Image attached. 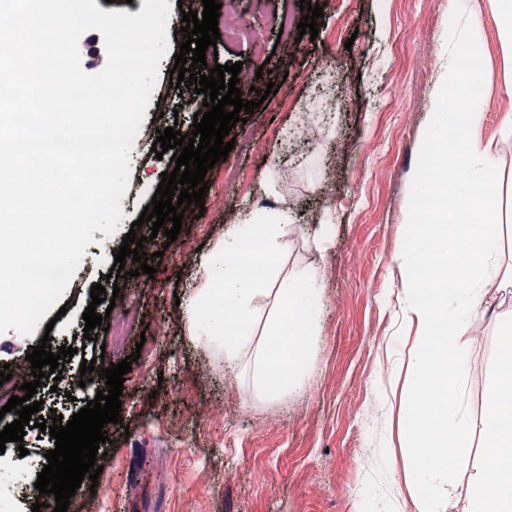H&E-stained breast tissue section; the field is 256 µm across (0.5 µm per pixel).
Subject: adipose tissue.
<instances>
[{
    "label": "adipose tissue",
    "instance_id": "adipose-tissue-1",
    "mask_svg": "<svg viewBox=\"0 0 512 512\" xmlns=\"http://www.w3.org/2000/svg\"><path fill=\"white\" fill-rule=\"evenodd\" d=\"M294 216L287 204L242 211L237 224L226 229L197 263L198 286L188 293L183 317L190 338L208 335L224 349L225 369H234L241 353L252 351V324L260 297H273L276 314L267 323L268 349L253 351L255 383L270 395L299 388L314 338L321 303L318 272L308 266L288 275L278 273L280 238ZM260 240V274L244 268V249ZM223 267V302L211 290L212 272Z\"/></svg>",
    "mask_w": 512,
    "mask_h": 512
}]
</instances>
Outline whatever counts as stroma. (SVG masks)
I'll return each instance as SVG.
<instances>
[{"label":"stroma","instance_id":"1","mask_svg":"<svg viewBox=\"0 0 512 512\" xmlns=\"http://www.w3.org/2000/svg\"><path fill=\"white\" fill-rule=\"evenodd\" d=\"M169 49L135 139L124 214L113 235L94 232L63 294L67 312L53 329L37 325L21 338L23 350L0 356L10 373L27 349L49 338L58 348L75 335L92 285L119 287L116 307H135L127 336L97 331L87 357L137 362L125 376L120 423L105 424L110 438L97 462L112 486L108 512H417V493L405 477L410 459L401 417L409 377L396 371L415 336L396 332L403 296L402 253L407 189L440 69V34L448 0H319L324 16L316 39L300 36V0H248L249 14L267 26L263 52L242 40L218 39L219 64L241 63L246 101L267 83L277 94L236 123L227 159L209 169L203 212H185L175 241L150 238L139 223L174 160L152 149L160 129L189 131L187 113L170 94L183 11L193 0H169ZM288 34H281V20ZM270 59L258 74L259 56ZM336 95L329 121L324 92ZM258 100V99H257ZM512 94L491 96L479 127L498 149L503 183H512ZM280 151V197L296 220L280 239L281 274L306 265L321 275L323 312L304 385L272 399L255 388L251 353L233 372L213 345L190 341L176 297L195 284L200 245L210 244L237 213L255 207L258 174ZM334 212L325 249H317L320 217ZM145 237L155 275L107 279L125 235ZM512 316V285L491 279L475 322L459 338L467 351L466 409L472 427L483 417L484 394L497 325ZM49 434L30 429L23 443H6L0 507L31 512L34 484Z\"/></svg>","mask_w":512,"mask_h":512}]
</instances>
